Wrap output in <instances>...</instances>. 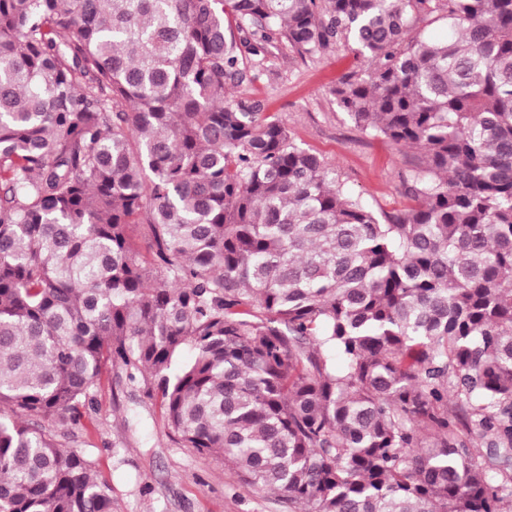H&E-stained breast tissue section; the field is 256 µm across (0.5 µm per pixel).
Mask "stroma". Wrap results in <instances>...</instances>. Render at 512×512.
I'll return each mask as SVG.
<instances>
[{
    "label": "stroma",
    "mask_w": 512,
    "mask_h": 512,
    "mask_svg": "<svg viewBox=\"0 0 512 512\" xmlns=\"http://www.w3.org/2000/svg\"><path fill=\"white\" fill-rule=\"evenodd\" d=\"M367 66V59L333 47L302 56L277 37L264 57H246V77L229 93L282 120L351 195L376 212L394 213L411 204L404 184L419 151L360 130L331 94L344 74ZM62 442L89 449L98 481L110 487L112 512H288L273 493L247 492L220 461L177 445L158 403L118 369L104 373L93 406Z\"/></svg>",
    "instance_id": "1"
}]
</instances>
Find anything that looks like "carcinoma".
<instances>
[{
  "instance_id": "carcinoma-1",
  "label": "carcinoma",
  "mask_w": 512,
  "mask_h": 512,
  "mask_svg": "<svg viewBox=\"0 0 512 512\" xmlns=\"http://www.w3.org/2000/svg\"><path fill=\"white\" fill-rule=\"evenodd\" d=\"M276 35L370 59L331 94L414 205L228 96ZM108 365L288 512H507L512 0H0V512H112L44 426ZM441 14L410 13L409 35L430 41H443L448 38V25Z\"/></svg>"
}]
</instances>
